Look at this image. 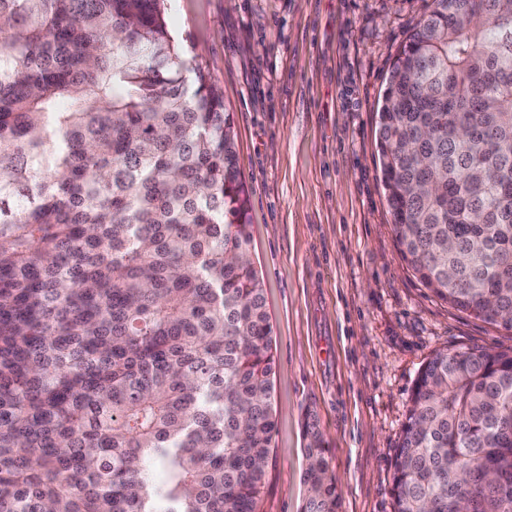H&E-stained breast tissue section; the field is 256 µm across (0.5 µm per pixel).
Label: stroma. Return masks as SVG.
<instances>
[{"mask_svg":"<svg viewBox=\"0 0 512 512\" xmlns=\"http://www.w3.org/2000/svg\"><path fill=\"white\" fill-rule=\"evenodd\" d=\"M430 0H167L169 29L221 89L248 192L250 258L275 360L258 512H302L314 414L339 512H393L394 456L421 367L442 349H512L403 262L377 115Z\"/></svg>","mask_w":512,"mask_h":512,"instance_id":"35a3bbf8","label":"stroma"}]
</instances>
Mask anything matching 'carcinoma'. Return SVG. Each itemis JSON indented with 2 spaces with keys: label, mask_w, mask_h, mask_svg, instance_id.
<instances>
[{
  "label": "carcinoma",
  "mask_w": 512,
  "mask_h": 512,
  "mask_svg": "<svg viewBox=\"0 0 512 512\" xmlns=\"http://www.w3.org/2000/svg\"><path fill=\"white\" fill-rule=\"evenodd\" d=\"M512 0H432L378 113L399 251L512 330ZM224 97L165 0H0V512H257L272 326ZM394 512H512V350L436 352ZM303 512H338L315 420Z\"/></svg>",
  "instance_id": "cac0c4a2"
}]
</instances>
